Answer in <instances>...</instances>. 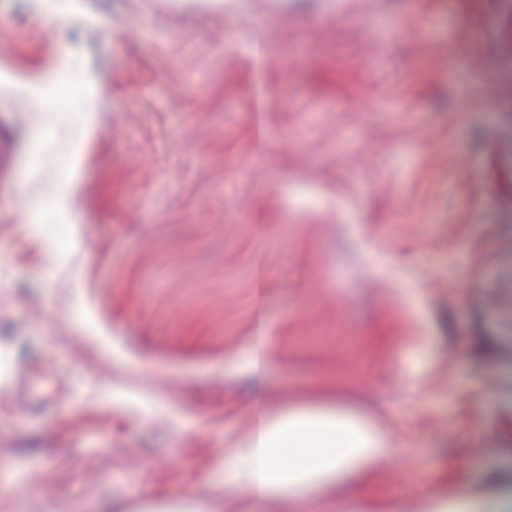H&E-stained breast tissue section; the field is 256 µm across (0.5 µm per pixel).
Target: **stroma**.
Instances as JSON below:
<instances>
[{"mask_svg": "<svg viewBox=\"0 0 512 512\" xmlns=\"http://www.w3.org/2000/svg\"><path fill=\"white\" fill-rule=\"evenodd\" d=\"M2 128L0 512H248L260 331L389 443L265 512H499L512 0H0Z\"/></svg>", "mask_w": 512, "mask_h": 512, "instance_id": "stroma-1", "label": "stroma"}]
</instances>
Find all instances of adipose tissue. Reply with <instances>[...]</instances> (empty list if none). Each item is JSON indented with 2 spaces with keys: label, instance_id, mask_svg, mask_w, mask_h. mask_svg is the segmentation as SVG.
<instances>
[{
  "label": "adipose tissue",
  "instance_id": "adipose-tissue-1",
  "mask_svg": "<svg viewBox=\"0 0 512 512\" xmlns=\"http://www.w3.org/2000/svg\"><path fill=\"white\" fill-rule=\"evenodd\" d=\"M268 344L257 337L252 351L251 395L254 425L230 473L250 491L253 512L283 493L309 492L343 482L380 457L386 447L382 427L333 406L270 411L262 401ZM288 462H281L282 454Z\"/></svg>",
  "mask_w": 512,
  "mask_h": 512
}]
</instances>
